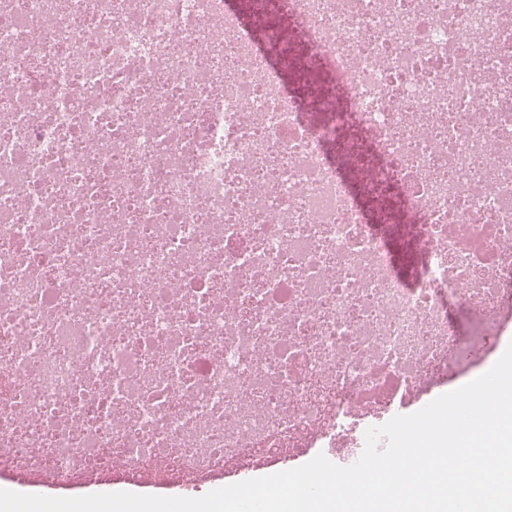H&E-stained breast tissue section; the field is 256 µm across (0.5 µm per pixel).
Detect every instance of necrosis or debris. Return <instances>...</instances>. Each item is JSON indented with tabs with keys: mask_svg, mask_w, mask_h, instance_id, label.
<instances>
[{
	"mask_svg": "<svg viewBox=\"0 0 512 512\" xmlns=\"http://www.w3.org/2000/svg\"><path fill=\"white\" fill-rule=\"evenodd\" d=\"M511 305L512 0H0V472L348 466Z\"/></svg>",
	"mask_w": 512,
	"mask_h": 512,
	"instance_id": "1",
	"label": "necrosis or debris"
}]
</instances>
